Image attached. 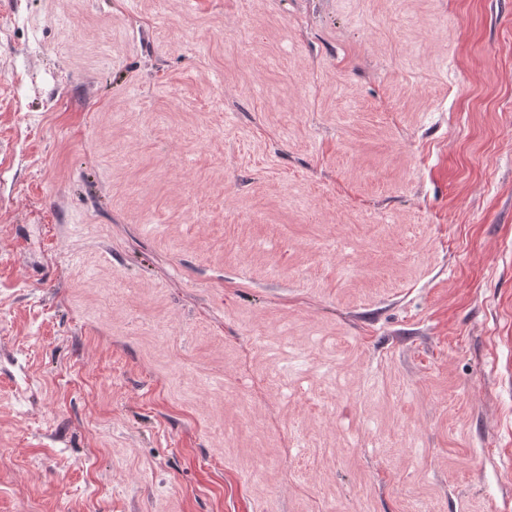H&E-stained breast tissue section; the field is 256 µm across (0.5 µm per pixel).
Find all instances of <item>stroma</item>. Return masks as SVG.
I'll return each mask as SVG.
<instances>
[{"label":"stroma","instance_id":"1","mask_svg":"<svg viewBox=\"0 0 512 512\" xmlns=\"http://www.w3.org/2000/svg\"><path fill=\"white\" fill-rule=\"evenodd\" d=\"M0 512H512V0H0Z\"/></svg>","mask_w":512,"mask_h":512}]
</instances>
